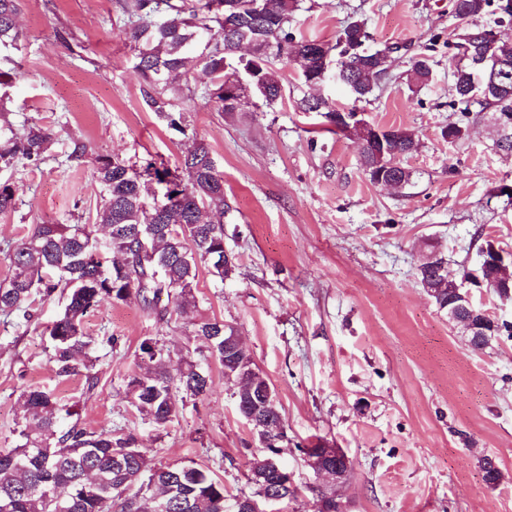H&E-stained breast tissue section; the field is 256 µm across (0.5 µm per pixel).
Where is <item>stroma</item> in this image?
<instances>
[{
	"mask_svg": "<svg viewBox=\"0 0 512 512\" xmlns=\"http://www.w3.org/2000/svg\"><path fill=\"white\" fill-rule=\"evenodd\" d=\"M122 3L23 0L25 38L19 49L0 48V71L13 76L0 88L8 120L54 132L39 167L0 172L18 188L16 210L0 214V280L10 275L8 248L34 225L95 223L94 154L172 166L196 136L224 174V246L236 271L221 283L200 268L196 307L183 316L164 295L150 307L102 303L85 320L95 341L91 383L55 374L48 328L58 299L36 298L29 321L0 313V450L19 441L21 391L43 387L87 429L133 434L151 464L202 468L229 497L249 491L258 438L223 367L194 336L195 322L215 318L238 331L281 411L282 461L298 492L278 512H314L312 490L328 483L300 449L318 442L351 463L336 488L341 512H512V337L470 348L417 275L429 255L443 257L453 278L476 272L489 241L512 272V154L497 148L490 113L453 103L448 36L461 22L449 0H299L294 15L298 31L326 43L364 21L369 47L391 48L388 76L365 101L331 78L318 93L419 137L418 151L401 159L413 173L402 191L369 180L356 139L298 109L290 69L272 106L222 114L202 96L210 79L192 63L200 94L176 107L189 132L170 127L142 102ZM421 54L432 75L417 87L410 73ZM454 124L468 126L465 140L443 138ZM76 141L93 151L78 164L67 160ZM146 338L168 351L170 373L191 360L212 380L208 396L187 400L163 428L144 422L126 396ZM486 456L499 484L483 479Z\"/></svg>",
	"mask_w": 512,
	"mask_h": 512,
	"instance_id": "1",
	"label": "stroma"
}]
</instances>
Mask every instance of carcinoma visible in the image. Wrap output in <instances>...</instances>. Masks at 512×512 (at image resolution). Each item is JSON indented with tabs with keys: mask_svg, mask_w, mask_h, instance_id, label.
Instances as JSON below:
<instances>
[{
	"mask_svg": "<svg viewBox=\"0 0 512 512\" xmlns=\"http://www.w3.org/2000/svg\"><path fill=\"white\" fill-rule=\"evenodd\" d=\"M256 0H124L130 26L135 69L142 79L141 95L147 109L170 117L180 133L186 127L171 117L175 97L190 100L194 89L187 79L188 63L199 59L212 78L209 98L216 112H239L230 89L247 81L250 93L268 105L282 98V69L291 67L301 84L311 89L322 82L331 62L337 63L336 79L360 101L369 97L385 79L391 49L372 51L365 47L369 33L364 23L344 26L333 45L306 37L290 24L297 0H267L269 7L255 8ZM451 12L463 25L448 39V48H466L486 62L479 69L457 68L452 60V91L455 102L478 103L493 112L498 127L497 146L512 151V63L501 68L494 43L478 41L473 34L486 28L487 15L512 20V0H449ZM22 0H0V47L18 48L23 38L17 18ZM231 20L226 28L224 19ZM253 45L255 55L235 58L240 42ZM281 67H275V63ZM498 72L501 92L483 95L486 78ZM305 112H320L337 131L348 128L335 121L336 106L325 98L305 94L300 100ZM386 145L368 139L360 152L361 167L370 181L388 178L403 190L412 173L398 158L419 147V138L403 128L393 129ZM53 140L51 129L33 123L22 129L0 125V170L25 159L36 166ZM95 180L100 188L97 223L110 227L105 246H100L88 224H37L9 252L11 274L0 282V312L22 313L31 318L25 304L35 293L65 299L63 311L52 323V361L56 375L91 374L94 340L84 331V320L102 301L125 302L135 296L146 305L162 291L175 299V312L184 315L195 307L199 266L223 281L235 273L234 256L224 249V174L212 157L209 143L193 137L192 147L177 160L175 169L152 162L137 164L118 155H98ZM17 188L0 181V213L16 209ZM153 225L154 259L140 258L135 243L143 225ZM442 259L418 266L419 282L441 310L453 296L451 283L443 280ZM486 285L499 296H512V279L506 269L488 264L480 270ZM469 344L480 348L492 338L507 333L512 324H498L486 317L464 328ZM224 322L213 319L196 323L195 336L203 339L224 367V377L235 388L237 407L254 406L249 389L254 385L253 362L224 347ZM165 350L148 338L139 345L140 371L127 382V396L142 420L164 428L177 417L179 403L209 394L207 371L188 362L176 375L161 366ZM25 420L19 431L22 442L0 451V512H141L158 504L166 512H231L224 483L207 471L190 465L155 466L137 448L132 435L94 431L64 420L77 415L61 406L55 395L41 387L20 394ZM285 435L276 436L266 448L252 455L248 482L252 498L296 490H283L267 459L284 452Z\"/></svg>",
	"mask_w": 512,
	"mask_h": 512,
	"instance_id": "1",
	"label": "carcinoma"
}]
</instances>
